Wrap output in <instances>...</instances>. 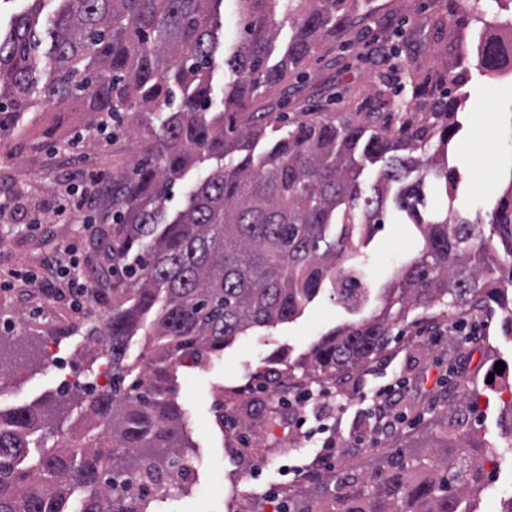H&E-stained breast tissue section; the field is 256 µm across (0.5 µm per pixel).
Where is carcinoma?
Here are the masks:
<instances>
[{
	"instance_id": "carcinoma-1",
	"label": "carcinoma",
	"mask_w": 512,
	"mask_h": 512,
	"mask_svg": "<svg viewBox=\"0 0 512 512\" xmlns=\"http://www.w3.org/2000/svg\"><path fill=\"white\" fill-rule=\"evenodd\" d=\"M54 2L42 20L45 0H31L0 30V133L41 141L77 114L96 128L130 112L148 124L153 157L112 185L107 250L119 279L92 331V342L107 348V387L0 408V512H144V504L133 510L136 484L169 486L188 457L184 409L168 387L174 366L224 352L249 328L296 318L325 288L357 303L362 289L340 271L354 240L372 238L392 205L418 226L423 248L384 289L378 312L311 346L317 370L333 375L380 354L391 321L413 306L458 310L478 299L512 317V265L499 256L512 258V184L487 234L454 210L461 174L445 149L462 129L461 95H439L423 122L395 129L304 113L282 132L280 114L255 108L260 87L349 31L368 0H238L242 35L229 51L218 35L224 0ZM280 15L293 34L271 65ZM219 55L232 80L214 112ZM510 64L491 36L476 70L485 77ZM40 105L57 109L52 121L25 120ZM270 129L278 135L267 141ZM434 139L425 162L403 156ZM210 160L182 206L168 209L175 181ZM383 160L363 190L366 164ZM428 177L444 186L448 209L427 221L420 207ZM146 322L152 358L134 375L125 357ZM76 407L77 446L44 443L52 422ZM484 455L454 420L424 457L396 450L368 476H335L321 498L288 500L284 512H460L483 484Z\"/></svg>"
}]
</instances>
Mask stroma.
<instances>
[{"label": "stroma", "mask_w": 512, "mask_h": 512, "mask_svg": "<svg viewBox=\"0 0 512 512\" xmlns=\"http://www.w3.org/2000/svg\"><path fill=\"white\" fill-rule=\"evenodd\" d=\"M438 14L448 18L442 36L432 26ZM461 18L454 0H369L351 31L317 45L303 78L290 76L264 89L258 105L285 102L291 118L319 109L331 117L357 120L364 116L360 105L373 85L388 75L397 109L373 113V120L390 126L419 121L424 113L412 97V80L433 82L442 71L475 66L473 34L482 25L473 21L464 30L458 26ZM382 20L401 34V58L410 64L408 73L390 72L388 60L374 55L382 45ZM466 89L468 97L458 116L463 128L448 148V162L462 174L457 205L486 224L512 185V78L481 77L468 82ZM480 112L494 115L493 142L485 160L469 162L462 149L473 137ZM88 130L85 122H77L61 139L27 146L0 160V199L11 198L18 209L42 219L35 234L20 224L0 223V272L15 270L28 280L19 288H0V322L13 321L25 340L22 361L10 353L0 357L12 369L7 385L0 388V407L5 409L56 390L54 359L66 361L67 378L76 384L94 381L108 361L106 348L91 347L88 330L100 324L112 302L113 277L100 247L112 233V211L105 198L86 201L84 210L92 219L87 227L53 223L52 212L65 184L78 183L85 170L115 179L131 175L148 158L150 140L130 117L107 143L89 137ZM479 182L489 183L490 191L475 195ZM398 225L406 228L414 247L383 260V246ZM62 241L73 246L81 267L92 277L90 301L79 310L69 298L47 295L45 282L37 278ZM422 246L417 226L401 213L390 212L368 243L353 248L367 290L360 310L346 309L325 290L297 319L250 329L221 356L175 369L188 454L199 467L182 496L168 503L169 512H277L281 499L312 491L328 476L347 471L366 475L392 449L420 453L433 446L441 421L468 396L479 399L469 414L476 439L494 450L500 472L495 484L484 486L474 506L477 512H499L501 500L512 497V450L501 443L512 416L507 412L512 402V326L497 306L482 303L451 311L437 303L413 310L393 324V339L383 352L337 379L301 364L321 336L371 315L381 304L382 289ZM473 320L485 324L473 342L449 330L450 325ZM499 361L506 365L500 373L494 370ZM394 379L408 384L401 407L409 419L397 430L376 434L374 443H365L374 421L365 413L362 397ZM306 390H329L336 397L302 425L300 408L291 399ZM319 422L334 428L336 454L324 463L315 459L322 436L309 434ZM288 463L305 466V474L279 475L277 465Z\"/></svg>", "instance_id": "1"}]
</instances>
